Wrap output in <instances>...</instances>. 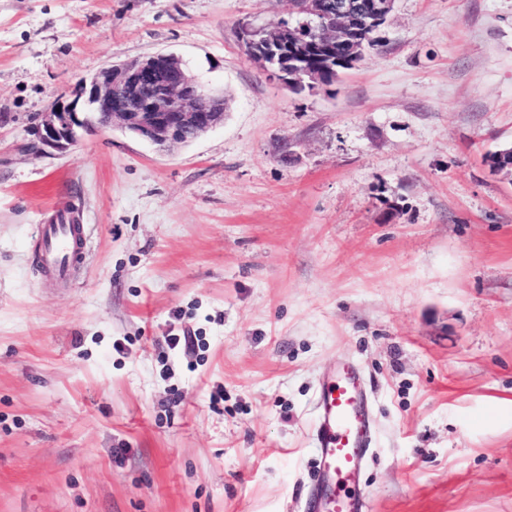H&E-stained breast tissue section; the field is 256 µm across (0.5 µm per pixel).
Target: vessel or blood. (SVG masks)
Returning <instances> with one entry per match:
<instances>
[{"label":"vessel or blood","instance_id":"1","mask_svg":"<svg viewBox=\"0 0 512 512\" xmlns=\"http://www.w3.org/2000/svg\"><path fill=\"white\" fill-rule=\"evenodd\" d=\"M37 237L38 260L49 278H66L83 258L84 228L66 216L40 225ZM312 438L318 486L307 504L308 512H367L359 475L371 448L372 427L354 367L342 366L321 385Z\"/></svg>","mask_w":512,"mask_h":512}]
</instances>
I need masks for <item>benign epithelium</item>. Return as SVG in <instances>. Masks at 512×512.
Returning <instances> with one entry per match:
<instances>
[{"mask_svg":"<svg viewBox=\"0 0 512 512\" xmlns=\"http://www.w3.org/2000/svg\"><path fill=\"white\" fill-rule=\"evenodd\" d=\"M395 0H371L359 9L348 0L328 8L310 0L298 22L248 23L240 30L247 57L269 76L302 88L322 85L321 66L336 60L340 46L357 47L362 35L390 14ZM72 99L45 113L39 124L44 147L63 152L91 128L118 129L160 149L189 144L224 124V92L190 74L174 54L158 53L130 63H112L80 79Z\"/></svg>","mask_w":512,"mask_h":512,"instance_id":"benign-epithelium-1","label":"benign epithelium"}]
</instances>
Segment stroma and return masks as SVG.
Wrapping results in <instances>:
<instances>
[{
	"label": "stroma",
	"instance_id": "35a3bbf8",
	"mask_svg": "<svg viewBox=\"0 0 512 512\" xmlns=\"http://www.w3.org/2000/svg\"><path fill=\"white\" fill-rule=\"evenodd\" d=\"M288 0H0V512H304L325 376L362 374L369 512H512V0H396L325 90L244 55ZM179 56L223 125H37ZM71 211L85 259L40 273ZM187 335L191 348H168Z\"/></svg>",
	"mask_w": 512,
	"mask_h": 512
}]
</instances>
